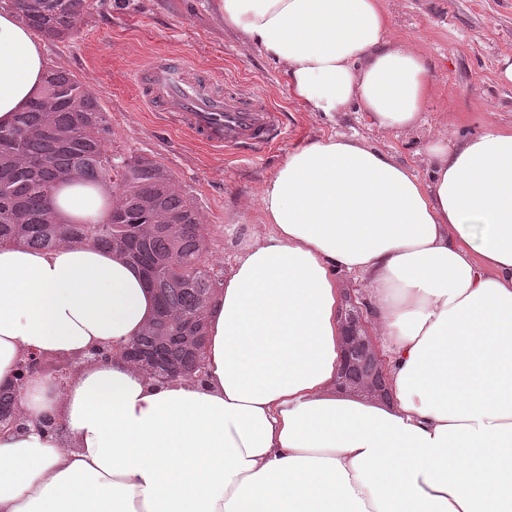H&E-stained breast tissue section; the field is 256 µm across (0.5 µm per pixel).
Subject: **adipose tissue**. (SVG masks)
Instances as JSON below:
<instances>
[{
	"instance_id": "obj_1",
	"label": "adipose tissue",
	"mask_w": 512,
	"mask_h": 512,
	"mask_svg": "<svg viewBox=\"0 0 512 512\" xmlns=\"http://www.w3.org/2000/svg\"><path fill=\"white\" fill-rule=\"evenodd\" d=\"M308 111L403 134L430 61L389 36L385 0H220ZM33 32L0 9V126L42 91ZM429 178L355 136L316 138L264 181L266 227L214 295L201 379L159 382L96 350L136 339L156 300L110 251L0 247V387L27 350L80 356L65 388L18 389L0 432V512H512V129L439 135ZM112 198L65 179L59 219ZM362 277L389 394L338 388L341 276ZM15 387V386H14Z\"/></svg>"
}]
</instances>
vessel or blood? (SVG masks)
<instances>
[{"mask_svg":"<svg viewBox=\"0 0 512 512\" xmlns=\"http://www.w3.org/2000/svg\"><path fill=\"white\" fill-rule=\"evenodd\" d=\"M134 80L146 103L211 147L265 148L278 135L279 114L256 93L220 92L183 63L159 58Z\"/></svg>","mask_w":512,"mask_h":512,"instance_id":"1","label":"vessel or blood"}]
</instances>
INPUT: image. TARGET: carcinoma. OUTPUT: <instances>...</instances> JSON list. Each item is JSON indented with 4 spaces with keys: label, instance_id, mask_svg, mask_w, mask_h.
<instances>
[{
    "label": "carcinoma",
    "instance_id": "carcinoma-1",
    "mask_svg": "<svg viewBox=\"0 0 512 512\" xmlns=\"http://www.w3.org/2000/svg\"><path fill=\"white\" fill-rule=\"evenodd\" d=\"M89 0H0L34 34L62 41L76 32ZM111 128L98 99L51 68L42 97L0 127V246L52 250L62 244L116 251L145 276L157 314L135 343L171 377L198 375L210 301L223 286L209 262L210 228L157 162L108 152ZM70 176L111 184L119 196L100 219L63 224L49 194ZM17 415L16 394L0 390V420Z\"/></svg>",
    "mask_w": 512,
    "mask_h": 512
}]
</instances>
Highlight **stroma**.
<instances>
[{
    "instance_id": "stroma-1",
    "label": "stroma",
    "mask_w": 512,
    "mask_h": 512,
    "mask_svg": "<svg viewBox=\"0 0 512 512\" xmlns=\"http://www.w3.org/2000/svg\"><path fill=\"white\" fill-rule=\"evenodd\" d=\"M390 36L430 59L431 103L415 132L386 136L367 113L327 117L292 96L279 66L225 26L218 0H93L69 40L46 42L50 67L68 71L98 98L110 122L108 150L158 162L194 201L211 227L216 272L263 233L258 195L288 154L311 140L344 133L392 153L428 176L430 141L438 131L467 137L485 126L512 127V0H387ZM158 55H174L216 87L258 92L280 112V134L258 154L206 147L144 102L134 73Z\"/></svg>"
}]
</instances>
